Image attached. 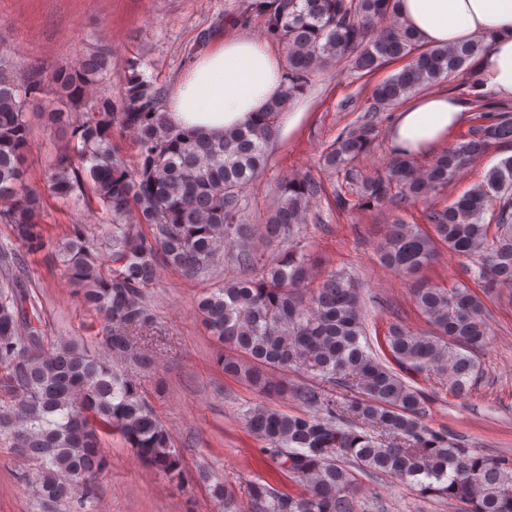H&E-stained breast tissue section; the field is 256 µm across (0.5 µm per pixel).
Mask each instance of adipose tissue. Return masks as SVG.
I'll return each mask as SVG.
<instances>
[{
  "label": "adipose tissue",
  "instance_id": "1",
  "mask_svg": "<svg viewBox=\"0 0 512 512\" xmlns=\"http://www.w3.org/2000/svg\"><path fill=\"white\" fill-rule=\"evenodd\" d=\"M399 19L429 46L474 36L487 47L475 68L477 93L512 100V0H397ZM282 90L280 62L266 44L227 37L193 60L167 101L173 123L220 134L245 124ZM462 101L423 96L402 109L390 132L393 147L412 154L438 149L465 120Z\"/></svg>",
  "mask_w": 512,
  "mask_h": 512
}]
</instances>
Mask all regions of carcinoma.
I'll return each instance as SVG.
<instances>
[{"label":"carcinoma","mask_w":512,"mask_h":512,"mask_svg":"<svg viewBox=\"0 0 512 512\" xmlns=\"http://www.w3.org/2000/svg\"><path fill=\"white\" fill-rule=\"evenodd\" d=\"M395 8L396 0H253L266 34L287 49L284 90L255 120L218 136L173 125L161 89L138 71L136 58L126 61L131 74L118 101L94 95L112 76V50L105 45L49 77L0 51V223L27 255L42 251L48 239L40 223L44 198L27 183L25 102L49 82L83 104L78 114L45 115L48 126L68 135L46 179L55 196L95 201L106 214L108 255L78 224L64 232L58 251L84 306L103 321L112 358L152 365L130 332L154 322L146 292L160 265L195 277L228 254L241 268L202 294L197 309L225 346L217 361L221 372L268 399L242 412L263 443L260 452L301 488L291 493L257 482L253 512H358L350 490L363 475L395 476L442 500L450 512H512V456L477 454L430 427L424 422L428 397L407 382L413 375L444 376L453 396L466 397L479 372L474 352L488 336L484 298L512 288V156L451 205L430 203L490 145L512 142L508 110L476 95L483 123L467 137L424 165L395 151L381 172L361 179L350 165L374 149L373 117L323 151L324 169L359 182L355 200L333 193L340 212L428 202L427 227L395 218L377 255L386 268L421 279L411 299L429 330L391 324L376 337L380 355L367 340L356 281L331 271L313 284L316 258L301 245V233L312 204L326 195L324 182L310 174L283 176L264 225L267 237L282 241L272 255L254 252L257 225L243 216L242 191L265 171L282 116L316 70L351 58L353 68L368 74L406 60L373 89L383 106L462 71L471 85L478 83L474 62L486 48L484 38L423 45ZM115 128L134 135L133 159L113 140ZM443 247L462 259L468 277L449 288L423 279ZM41 325L14 261L0 254V435L37 464L31 495L42 512H60L96 479L104 441L114 434L156 473L185 482L171 434L134 375L91 357L76 341L45 347ZM292 371L313 372L320 385L295 389L288 384ZM290 393L304 412L272 404Z\"/></svg>","instance_id":"cac0c4a2"}]
</instances>
